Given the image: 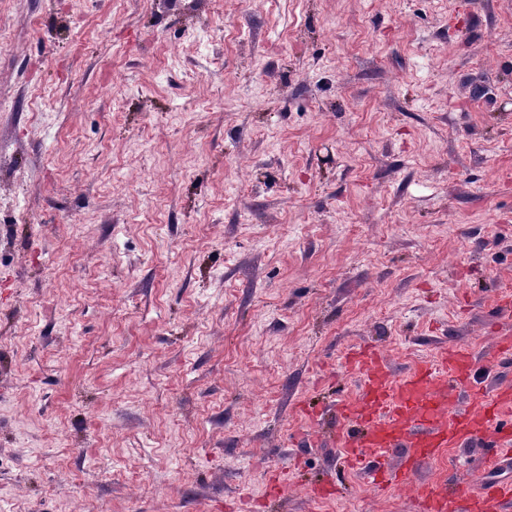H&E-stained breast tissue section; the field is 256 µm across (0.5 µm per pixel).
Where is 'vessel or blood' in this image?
<instances>
[{"mask_svg": "<svg viewBox=\"0 0 512 512\" xmlns=\"http://www.w3.org/2000/svg\"><path fill=\"white\" fill-rule=\"evenodd\" d=\"M473 364L467 349L453 348L435 365L419 364L399 375L379 352L367 347L351 351L346 365L360 385L353 399L336 405L345 426L331 433L345 463L382 490L407 481L416 465L442 450L477 436L484 438L495 466L512 462V433L502 420L512 410V389L473 385ZM398 455L403 464L392 466ZM415 491L421 512H512L508 478L454 493L445 485L422 482Z\"/></svg>", "mask_w": 512, "mask_h": 512, "instance_id": "b4317fda", "label": "vessel or blood"}]
</instances>
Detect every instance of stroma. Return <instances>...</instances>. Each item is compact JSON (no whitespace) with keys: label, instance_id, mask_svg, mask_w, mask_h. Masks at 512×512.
Segmentation results:
<instances>
[{"label":"stroma","instance_id":"35a3bbf8","mask_svg":"<svg viewBox=\"0 0 512 512\" xmlns=\"http://www.w3.org/2000/svg\"><path fill=\"white\" fill-rule=\"evenodd\" d=\"M0 32V512L493 476L476 438L380 492L329 438L360 346L512 384V0H0ZM494 315L499 320V323H506L508 329L505 332H501L502 336H499L498 347L499 351L502 352L500 355V361H510V352L512 351L511 344V324H512V298L511 295H503L495 302ZM509 353V354H505Z\"/></svg>","mask_w":512,"mask_h":512}]
</instances>
